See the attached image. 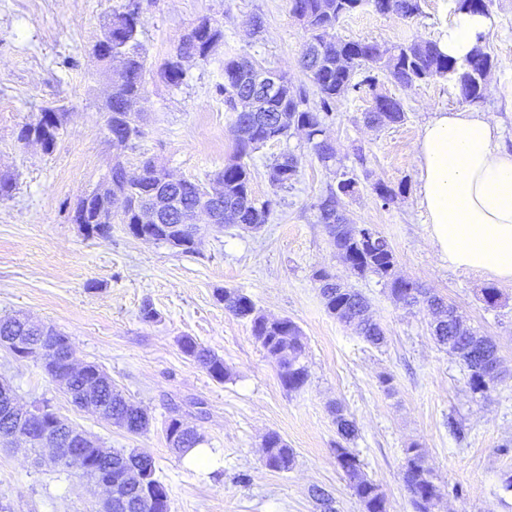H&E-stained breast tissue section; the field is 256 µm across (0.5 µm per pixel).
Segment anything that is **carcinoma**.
Listing matches in <instances>:
<instances>
[{
	"label": "carcinoma",
	"mask_w": 512,
	"mask_h": 512,
	"mask_svg": "<svg viewBox=\"0 0 512 512\" xmlns=\"http://www.w3.org/2000/svg\"><path fill=\"white\" fill-rule=\"evenodd\" d=\"M421 0H289L290 10L306 19L304 29L308 38L303 46L301 65L309 82L319 95V106L309 105L305 92L285 79L281 96L268 99L262 96L252 82L249 72L253 62L245 58L224 61V104L235 113L233 124L235 152L224 169L215 174L210 185L219 190L217 207L224 210V223L256 229L268 223L273 202L256 201L252 194V173L243 158L270 141L281 140L295 133L305 136L318 159L325 167L336 162L331 144L323 139L326 121L333 116L336 102L351 93H363L370 98L378 96L376 77L367 75L359 81L354 78L364 68L380 67L394 83L411 87L418 82L446 79L452 84L459 104H475L483 99L487 75L494 59L487 50L488 35L481 33L471 53L463 60L445 54L436 40L411 41L384 47L373 41L345 40L336 37V27L344 18L370 5L380 14H393L408 20L420 14ZM492 0H457L456 11L491 16ZM141 27L140 0H126L120 9L112 12L103 37L110 42L112 58L120 60V69L112 80V93L106 103L112 115V146L122 151L131 143L130 137L140 134L139 113L132 107L144 93V75L147 59L138 39ZM223 38L221 25L203 19L184 37L174 55L164 59L158 73L170 86H180L186 76L183 62L189 59L207 60L212 48ZM405 120L402 103L393 98L387 101V110L373 108L364 113V121L372 126L385 127ZM159 161L150 158L143 162V175L128 179L121 155H116L110 169L112 179V220L131 224L135 218L134 204L155 190L179 196L181 209L193 211L198 203L199 190L207 185L185 179L178 183L162 182L158 172ZM271 184L280 189H291L299 182L300 161L291 151L283 152L270 164ZM357 178L342 173L336 186L329 187L318 203V222L328 232L336 255L353 275H374L389 287L392 299L404 306H412L424 298L435 315L431 333L436 342L456 356L468 371V385L472 393L485 394L495 386V379L487 376L486 363L496 357L495 344L477 330L466 325L455 308L442 298L429 295L419 286L395 271V255L387 238L370 224H354L344 214L342 198L355 193ZM318 283L327 311L342 323L353 327L366 341L379 345L385 335L381 326L367 314L368 302L358 291L336 281V276L324 268L312 274ZM224 302V309L235 317L250 323L252 336L266 356L276 363L282 385L290 392L305 387L309 378L307 365L302 362L305 344L301 330L289 318L270 319L253 300L238 289L226 288L217 293ZM28 318L17 314L0 319V335L20 336L36 344L30 357L41 361L52 376L71 375L70 386L81 392L87 385H94L92 395L80 409L100 410L112 424L127 433L139 435L148 431L151 418L144 408L135 404L105 376L93 384V376L85 371L67 369L51 354V339L39 341L26 325ZM182 352L196 361L215 380L230 377L224 358L198 343L190 336L178 339ZM337 434L334 453L336 463L349 482L353 495L364 512H387V500L378 484L369 479L362 464L348 443L358 435L355 422L343 410H334ZM169 446L183 455L204 442V437L182 420L172 417L164 427ZM100 461L112 466V472L101 468L90 469L78 458L66 463L63 470L94 483L112 475L114 510L120 509L121 498L129 497V512H151L136 505L134 485L123 479L126 472L140 469L148 472L151 481L162 494L165 485L155 476L153 458L135 448L126 450L99 449ZM265 466L275 471L293 467V449L276 432L265 436ZM402 480L408 491L415 512H434L442 496L434 468L419 446L412 444L404 449Z\"/></svg>",
	"instance_id": "obj_1"
}]
</instances>
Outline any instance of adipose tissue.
<instances>
[{
    "label": "adipose tissue",
    "mask_w": 512,
    "mask_h": 512,
    "mask_svg": "<svg viewBox=\"0 0 512 512\" xmlns=\"http://www.w3.org/2000/svg\"><path fill=\"white\" fill-rule=\"evenodd\" d=\"M491 18L456 14L440 41L461 60ZM420 205L451 265L512 285V150L497 123L461 109L435 113L416 144Z\"/></svg>",
    "instance_id": "1"
}]
</instances>
